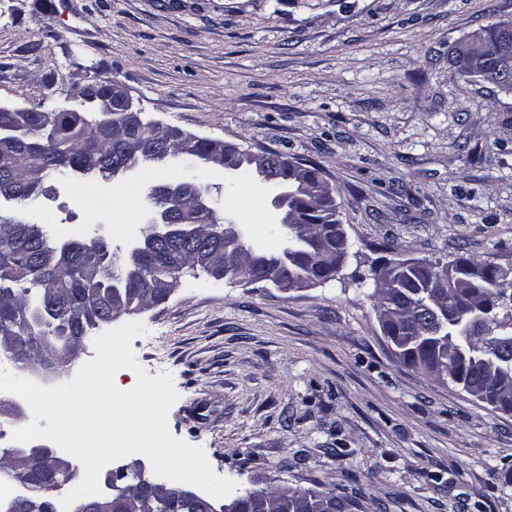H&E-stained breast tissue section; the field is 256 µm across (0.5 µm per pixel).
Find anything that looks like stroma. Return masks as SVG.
I'll return each instance as SVG.
<instances>
[{
    "instance_id": "1",
    "label": "stroma",
    "mask_w": 512,
    "mask_h": 512,
    "mask_svg": "<svg viewBox=\"0 0 512 512\" xmlns=\"http://www.w3.org/2000/svg\"><path fill=\"white\" fill-rule=\"evenodd\" d=\"M512 21V0H0V103L48 111L124 85L147 120L317 166L353 251L336 279L282 292L188 273L134 314L132 347L179 395L170 433L237 491L357 488L361 512H512V415L399 365L374 261L512 267V95L453 73L460 41ZM160 165L96 179L143 195L39 209L62 243L141 236ZM210 199L275 246L271 194L210 171Z\"/></svg>"
}]
</instances>
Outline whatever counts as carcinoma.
I'll return each mask as SVG.
<instances>
[{"instance_id": "cac0c4a2", "label": "carcinoma", "mask_w": 512, "mask_h": 512, "mask_svg": "<svg viewBox=\"0 0 512 512\" xmlns=\"http://www.w3.org/2000/svg\"><path fill=\"white\" fill-rule=\"evenodd\" d=\"M512 28V21L497 22L481 31L485 61L477 68L455 71L460 77L496 84L499 79L512 81V60L502 55V32ZM0 119L26 126L34 132L48 127L49 133L38 147L20 141H0V193L12 200L39 205L46 192L55 190L46 179L64 180L77 174L99 175L110 179L127 157L126 150L141 144L147 149L137 152L138 165L162 164L163 150H178L188 174L153 186L154 203L171 206L168 186L179 188L177 219L182 224L198 225L195 243L174 233L159 239L150 228L143 233L141 250L116 264L102 258L112 254L107 239L95 236L67 242L57 247L49 241L45 226L51 221L46 212L35 222L13 215L0 214V328L24 322V331L37 336L44 346L66 358L75 347V336H86L103 323L91 315L112 303L119 292L124 305L135 310L148 300L147 290L155 281L177 286L182 274L197 268L194 252L210 248L222 251L224 261L243 270L254 279L261 270L253 262L229 247L224 236L223 218L213 210L200 214L195 200L209 194V185L197 172L209 167L208 142L171 140L165 128H126L118 112L112 113V137L99 139L96 122L82 112L65 108L58 112L0 113ZM289 205L299 216L297 223L281 225V236L294 243L284 271L288 277H313L321 282L336 276L333 260L320 253L332 251L349 257V240L318 238L321 228L336 223V214L319 208V203L303 192L301 184L288 183ZM457 278L443 291L448 312L433 313L424 305L423 285L427 271L406 259L395 260V280L377 290V307L381 314L393 317L387 341L401 365L426 371L430 363L444 364L443 377L472 397L483 388L493 389L502 405H512V285L504 286L498 266L467 257L450 261ZM482 265L478 279L470 280L472 266ZM0 334V355L15 365L39 364L37 350L25 351L24 345L10 346ZM15 483H24L29 498L49 503L62 490L59 479L33 478L27 473L10 474ZM271 503L284 502L280 512H352L359 508L355 496L336 488L293 489L262 488L236 495L240 512H259L255 495Z\"/></svg>"}]
</instances>
